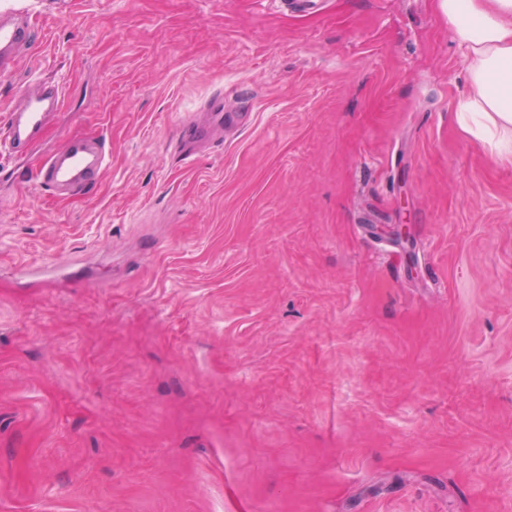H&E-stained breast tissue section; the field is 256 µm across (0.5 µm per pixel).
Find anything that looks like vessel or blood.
<instances>
[{
	"label": "vessel or blood",
	"instance_id": "1",
	"mask_svg": "<svg viewBox=\"0 0 512 512\" xmlns=\"http://www.w3.org/2000/svg\"><path fill=\"white\" fill-rule=\"evenodd\" d=\"M30 20L11 11L0 12V80L10 81L20 53L34 42ZM63 92L55 82L40 81L29 88L20 108L0 125V154L8 157L28 154L31 145L47 129L59 111ZM109 162L103 140L89 136L68 139L34 170L31 180L41 190L60 197L79 194L95 185Z\"/></svg>",
	"mask_w": 512,
	"mask_h": 512
}]
</instances>
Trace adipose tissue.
<instances>
[{"label": "adipose tissue", "mask_w": 512, "mask_h": 512, "mask_svg": "<svg viewBox=\"0 0 512 512\" xmlns=\"http://www.w3.org/2000/svg\"><path fill=\"white\" fill-rule=\"evenodd\" d=\"M467 69L456 121L497 158L512 160V0H440Z\"/></svg>", "instance_id": "obj_1"}]
</instances>
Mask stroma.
I'll return each instance as SVG.
<instances>
[{"mask_svg": "<svg viewBox=\"0 0 512 512\" xmlns=\"http://www.w3.org/2000/svg\"><path fill=\"white\" fill-rule=\"evenodd\" d=\"M105 138L0 181V512H512V163L438 0H0ZM206 131L182 159L178 129ZM109 162L106 144L99 138L73 136L28 176L41 190L60 197L79 194L95 185Z\"/></svg>", "mask_w": 512, "mask_h": 512, "instance_id": "stroma-1", "label": "stroma"}]
</instances>
